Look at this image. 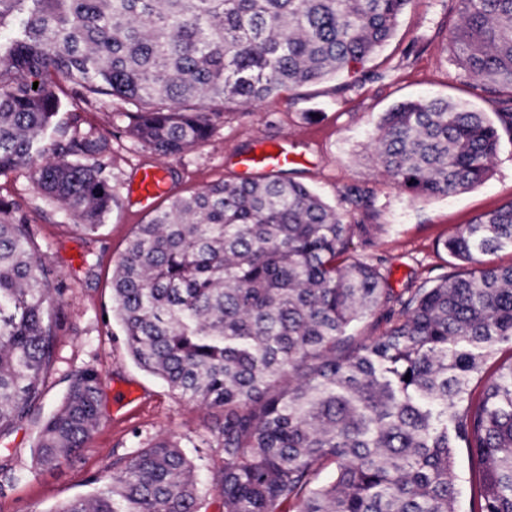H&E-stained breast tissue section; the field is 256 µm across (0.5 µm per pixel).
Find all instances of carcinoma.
<instances>
[{
    "instance_id": "obj_1",
    "label": "carcinoma",
    "mask_w": 512,
    "mask_h": 512,
    "mask_svg": "<svg viewBox=\"0 0 512 512\" xmlns=\"http://www.w3.org/2000/svg\"><path fill=\"white\" fill-rule=\"evenodd\" d=\"M409 0H0L18 31L0 37V173L25 168L76 231L119 201L103 175L106 138L74 133L49 149L62 79L90 102L132 103L130 133L159 156L204 141L231 106L350 74L391 37ZM448 44L464 73L512 98V0H454ZM38 87H33V83ZM448 101L402 102L373 144L381 175L416 197L484 182L512 136ZM347 224L303 184H211L137 225L112 282L135 363L207 412L222 512H457L454 450L472 462L469 512H512V360L475 401L471 382L512 343V202L442 243L462 262L404 295L382 260L350 252ZM25 215L0 200V435L27 420L56 360L65 289ZM385 331L363 336L366 319ZM409 380H404L405 376ZM107 419L98 371L69 384L42 423L37 464L78 452ZM96 495L55 512H199L194 465L165 437L95 478Z\"/></svg>"
}]
</instances>
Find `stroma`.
I'll return each mask as SVG.
<instances>
[{
	"label": "stroma",
	"instance_id": "obj_1",
	"mask_svg": "<svg viewBox=\"0 0 512 512\" xmlns=\"http://www.w3.org/2000/svg\"><path fill=\"white\" fill-rule=\"evenodd\" d=\"M458 22L449 0H409L391 38L355 74L228 109L207 141L165 161L129 135L127 106L107 97L88 103L73 84L55 83L61 107L44 135L46 146L65 143L75 128L97 129L109 143L105 174L120 201L95 232L79 235L69 213L43 194L27 169L0 174V199L26 214L41 257L66 290L57 314L63 331L44 397L30 421L0 436V461L22 474L0 497V512H56L92 496L97 476L111 473L114 453H134L167 435L176 437L198 472L207 469L196 451L210 437L204 411L136 365L112 312V274L136 225L151 216L129 193L142 169L165 168L170 193L155 203L162 209L172 198L239 179L235 160L256 141L285 139L299 157L288 178L313 190L347 223L375 225L372 245L357 237L352 248L381 257L395 291L455 271L442 241L512 201V138L503 137L485 182L447 196H412L374 169L371 153L384 114L410 99H448L491 117L512 108L511 99L492 97L465 76L448 47V30ZM354 190L367 194L369 208L351 209L345 198ZM89 366L120 394L105 401L108 420L74 456L51 469L36 467L33 449L43 420L57 409L72 376Z\"/></svg>",
	"mask_w": 512,
	"mask_h": 512
}]
</instances>
